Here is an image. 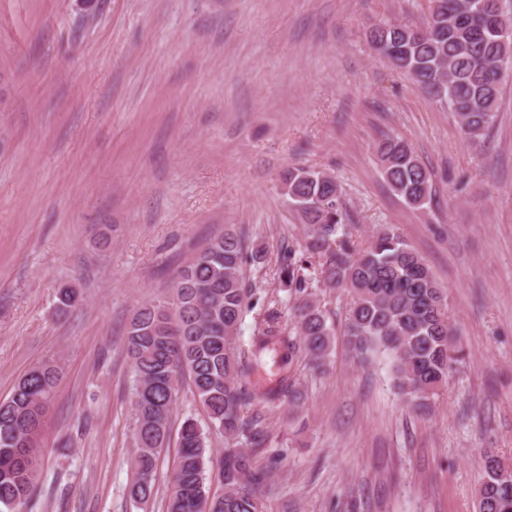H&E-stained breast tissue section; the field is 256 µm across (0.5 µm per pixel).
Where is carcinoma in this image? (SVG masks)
<instances>
[{"instance_id": "obj_1", "label": "carcinoma", "mask_w": 512, "mask_h": 512, "mask_svg": "<svg viewBox=\"0 0 512 512\" xmlns=\"http://www.w3.org/2000/svg\"><path fill=\"white\" fill-rule=\"evenodd\" d=\"M430 0V20L417 28L394 21L372 26L368 42L400 72L448 107L467 141L479 145L493 126L503 74L512 69V41L497 31L512 30V18L498 0ZM388 188L421 209L432 200V175L412 146L388 136L377 147ZM288 203L305 226L302 243L281 250L277 279L292 301L293 320L281 321L276 296H259L246 268L261 269L267 252L250 246L234 226L211 238L173 272L170 283L134 311L124 333L134 395L129 459L131 502L146 506L157 495L156 470L168 447L174 406L181 386L189 388L210 426L183 418L166 494V512H261L266 472L253 455L267 439L254 401L300 400L293 376L263 394L251 388L257 352L274 340L283 360H303L325 368L335 332L321 309L317 290L342 289L351 298L343 324L350 353L360 362L387 357L404 402L419 409L448 383L465 357L448 316V295L425 259L390 230L358 248L344 231L348 219L336 179L322 170L293 167L282 177ZM56 310L67 313L81 301L70 285L56 291ZM266 309L252 345L239 342L243 318L256 306ZM60 374L45 363L20 379L0 401V512H25L36 489L40 432ZM224 436L212 448L208 434ZM215 470L224 493L210 494L206 471ZM479 512H512V466L491 449L483 453L478 480Z\"/></svg>"}]
</instances>
